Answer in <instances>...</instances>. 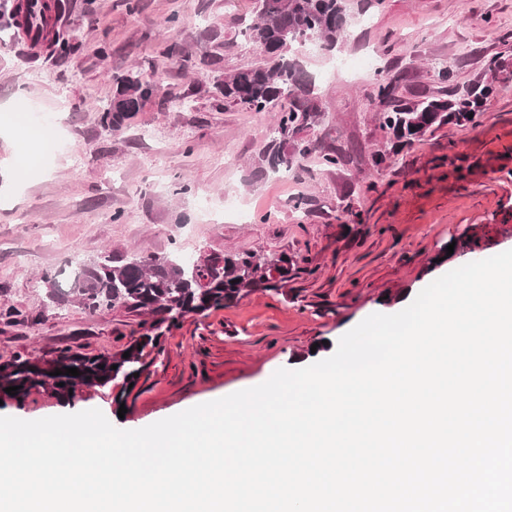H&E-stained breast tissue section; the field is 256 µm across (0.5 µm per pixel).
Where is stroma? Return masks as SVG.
<instances>
[{
  "mask_svg": "<svg viewBox=\"0 0 512 512\" xmlns=\"http://www.w3.org/2000/svg\"><path fill=\"white\" fill-rule=\"evenodd\" d=\"M69 2L66 58L0 31V304L23 314L0 324V361L66 346L109 352L134 325L121 308H47L41 276L68 270L74 252L249 251L304 260L307 271L280 291L187 316L126 414L98 387L68 405L35 393L0 414L36 420L96 408L118 428L139 429L327 358L367 316L397 313L446 272L512 249V80L496 77L512 58V0H344L346 39L297 54L326 120L304 130L315 149L285 178L258 163L273 112L225 104L216 88L260 60L245 35L253 0H138L133 12L127 0ZM365 13L372 22L363 28ZM173 41L186 65L164 56ZM448 61L444 82L437 69ZM131 71L160 90L109 129L100 116L112 78ZM381 72L398 77L406 101L451 99L492 77L496 94L477 123L426 133L378 167ZM332 151L341 161L325 165ZM349 209L360 221L342 223ZM455 241L470 247L447 254Z\"/></svg>",
  "mask_w": 512,
  "mask_h": 512,
  "instance_id": "stroma-1",
  "label": "stroma"
}]
</instances>
